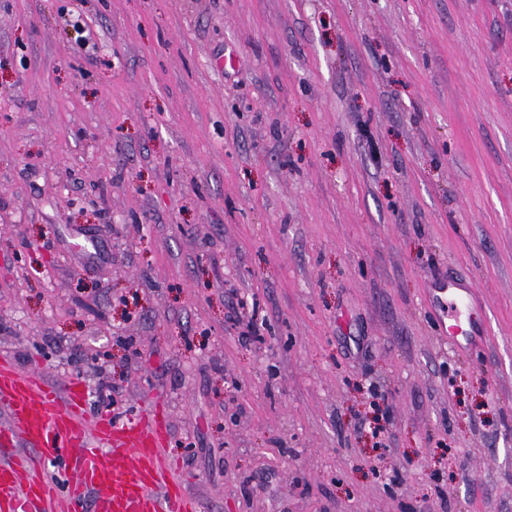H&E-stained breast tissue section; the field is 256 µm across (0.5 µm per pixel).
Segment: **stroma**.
<instances>
[{
	"label": "stroma",
	"mask_w": 512,
	"mask_h": 512,
	"mask_svg": "<svg viewBox=\"0 0 512 512\" xmlns=\"http://www.w3.org/2000/svg\"><path fill=\"white\" fill-rule=\"evenodd\" d=\"M2 355L200 512H512V0H0ZM432 290L436 302L447 307L448 341L459 349L480 347L487 336V326L483 316L484 305L477 300L474 288L463 280L448 279L447 283Z\"/></svg>",
	"instance_id": "1"
}]
</instances>
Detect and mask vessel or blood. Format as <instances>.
<instances>
[{
  "mask_svg": "<svg viewBox=\"0 0 512 512\" xmlns=\"http://www.w3.org/2000/svg\"><path fill=\"white\" fill-rule=\"evenodd\" d=\"M434 298L447 307L449 341L480 347L487 326L474 288L451 279ZM0 402L9 410L0 423V512H200L163 457L160 410L125 420L104 416L82 433L86 387L77 381L57 388L7 358H0ZM36 449L71 456V476L60 483L46 476Z\"/></svg>",
  "mask_w": 512,
  "mask_h": 512,
  "instance_id": "1",
  "label": "vessel or blood"
}]
</instances>
